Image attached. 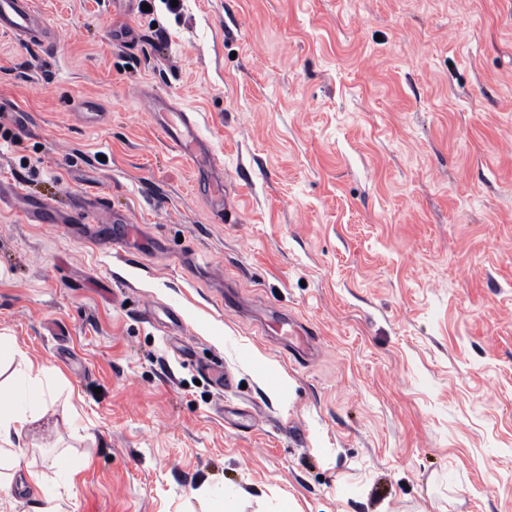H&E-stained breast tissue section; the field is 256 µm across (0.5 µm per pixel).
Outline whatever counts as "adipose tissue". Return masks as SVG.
Returning a JSON list of instances; mask_svg holds the SVG:
<instances>
[{
  "mask_svg": "<svg viewBox=\"0 0 512 512\" xmlns=\"http://www.w3.org/2000/svg\"><path fill=\"white\" fill-rule=\"evenodd\" d=\"M51 400L46 369L38 362L26 361L20 385L0 384V512H14L12 487L19 478L41 492L46 501H53L60 494L59 486L45 473L22 464L24 439L31 427L47 415Z\"/></svg>",
  "mask_w": 512,
  "mask_h": 512,
  "instance_id": "adipose-tissue-1",
  "label": "adipose tissue"
}]
</instances>
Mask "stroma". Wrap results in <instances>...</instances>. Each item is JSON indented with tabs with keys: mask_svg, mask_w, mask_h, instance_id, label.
Listing matches in <instances>:
<instances>
[{
	"mask_svg": "<svg viewBox=\"0 0 512 512\" xmlns=\"http://www.w3.org/2000/svg\"><path fill=\"white\" fill-rule=\"evenodd\" d=\"M33 5L54 46L0 33V373L80 396L28 439L73 461L62 512H185L204 483L238 512H512V0ZM151 95L197 118L236 223ZM279 323V333L288 341V352L293 358L297 355L306 354L309 345L315 340V331L312 329H298L297 322L289 316H279L275 318Z\"/></svg>",
	"mask_w": 512,
	"mask_h": 512,
	"instance_id": "1",
	"label": "stroma"
}]
</instances>
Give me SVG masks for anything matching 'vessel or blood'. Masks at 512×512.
I'll return each mask as SVG.
<instances>
[{
    "label": "vessel or blood",
    "mask_w": 512,
    "mask_h": 512,
    "mask_svg": "<svg viewBox=\"0 0 512 512\" xmlns=\"http://www.w3.org/2000/svg\"><path fill=\"white\" fill-rule=\"evenodd\" d=\"M0 31L34 45L41 46L45 43V25L30 0H0ZM148 107L151 111L166 113L163 132L171 149L196 168L211 170V177L203 183L204 192L222 204L225 220H232L235 214L234 205L223 178L217 173L219 164L208 151L194 115L158 96L149 99ZM278 323L280 335L288 342L290 355H305L315 339L314 330L299 329L297 322L288 316L279 317Z\"/></svg>",
    "instance_id": "obj_1"
}]
</instances>
